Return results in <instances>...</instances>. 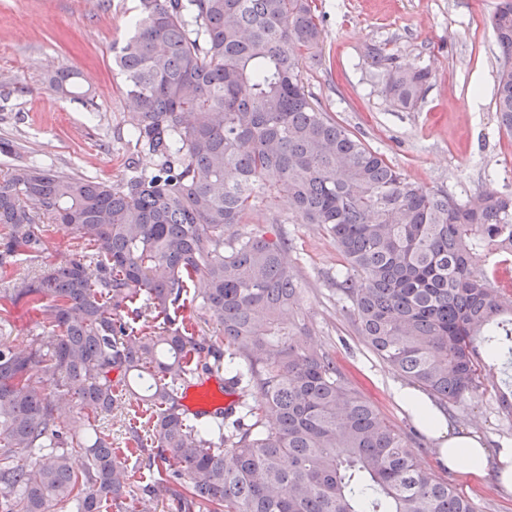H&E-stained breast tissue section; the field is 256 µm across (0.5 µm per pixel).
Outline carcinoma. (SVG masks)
Segmentation results:
<instances>
[{
    "label": "carcinoma",
    "instance_id": "obj_1",
    "mask_svg": "<svg viewBox=\"0 0 512 512\" xmlns=\"http://www.w3.org/2000/svg\"><path fill=\"white\" fill-rule=\"evenodd\" d=\"M491 26L511 136L512 0ZM132 27L115 62L151 170L118 186L37 166L0 181V308L26 296L42 316L27 347L0 343V512H106L132 493L121 456L148 446L167 467L141 505L166 489L176 512H477L300 341L305 325H283L300 294L288 242L233 228L288 198L345 258L336 288L371 350L455 407L512 365V192L426 190L313 104L312 0H140ZM372 59L385 96L415 108L431 73ZM52 86L73 94V72ZM39 213L89 251L14 282L8 266L48 250ZM196 301L220 327L210 343L181 316ZM222 368L225 392L245 381L257 402L185 409L182 382ZM114 371L136 402L124 448L95 425L122 407Z\"/></svg>",
    "mask_w": 512,
    "mask_h": 512
}]
</instances>
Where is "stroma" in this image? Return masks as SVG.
Masks as SVG:
<instances>
[{
	"instance_id": "35a3bbf8",
	"label": "stroma",
	"mask_w": 512,
	"mask_h": 512,
	"mask_svg": "<svg viewBox=\"0 0 512 512\" xmlns=\"http://www.w3.org/2000/svg\"><path fill=\"white\" fill-rule=\"evenodd\" d=\"M324 40L303 82L312 102L346 126L410 180L463 200L484 189L512 191V136L495 111L499 51L490 16L497 0H314ZM139 0H0V180L38 164L75 178L114 185L130 164L148 169L128 133L133 110L115 55L130 32ZM425 68L431 80L415 109L385 96L368 55ZM75 72V92L51 86L58 71ZM283 224H258L268 238L287 240L301 289L293 323L310 330L315 347L336 358L353 386L392 425L418 442L417 460L447 477L429 440L397 406L400 376L359 335L336 290L343 256L316 225L294 217L286 200ZM41 315L25 298L0 314V339L28 345ZM493 383L454 409L455 426L482 435L488 448L512 439V420L499 409ZM479 512H512V494L494 474L453 480Z\"/></svg>"
}]
</instances>
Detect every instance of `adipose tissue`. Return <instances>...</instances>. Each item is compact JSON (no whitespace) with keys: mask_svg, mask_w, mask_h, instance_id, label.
Returning a JSON list of instances; mask_svg holds the SVG:
<instances>
[{"mask_svg":"<svg viewBox=\"0 0 512 512\" xmlns=\"http://www.w3.org/2000/svg\"><path fill=\"white\" fill-rule=\"evenodd\" d=\"M396 402L431 439L438 461L460 476H479L496 467L501 486L512 491V448L492 453L481 437L469 429H455L440 406L413 385H397Z\"/></svg>","mask_w":512,"mask_h":512,"instance_id":"obj_1","label":"adipose tissue"}]
</instances>
